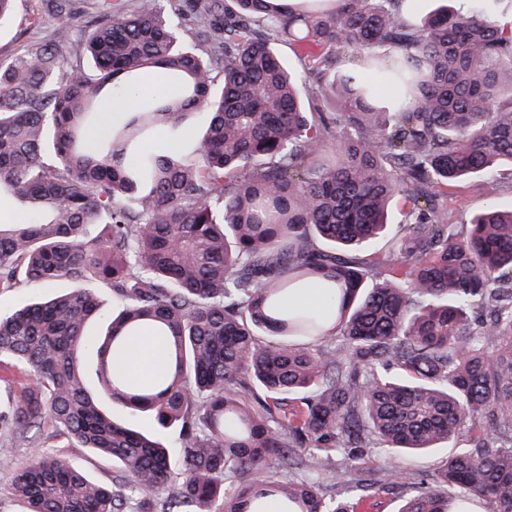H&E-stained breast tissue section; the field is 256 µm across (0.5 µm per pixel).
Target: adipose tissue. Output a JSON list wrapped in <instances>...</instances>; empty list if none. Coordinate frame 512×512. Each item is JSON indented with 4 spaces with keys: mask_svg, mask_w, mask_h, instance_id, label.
<instances>
[{
    "mask_svg": "<svg viewBox=\"0 0 512 512\" xmlns=\"http://www.w3.org/2000/svg\"><path fill=\"white\" fill-rule=\"evenodd\" d=\"M123 345L128 352L118 367L133 384L148 385L163 374L168 365L166 338L148 329L126 334Z\"/></svg>",
    "mask_w": 512,
    "mask_h": 512,
    "instance_id": "1",
    "label": "adipose tissue"
}]
</instances>
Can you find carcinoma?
<instances>
[{
  "label": "carcinoma",
  "instance_id": "1",
  "mask_svg": "<svg viewBox=\"0 0 512 512\" xmlns=\"http://www.w3.org/2000/svg\"><path fill=\"white\" fill-rule=\"evenodd\" d=\"M48 2L75 25L74 0ZM159 2L109 6L72 56L40 47L0 67V198L18 212L0 218V292L74 284L0 311V362L30 375L0 406V437L31 448L22 464L0 457L21 512H258L264 496L354 512L325 494L336 465L443 443L457 450L435 474L390 475L408 491L400 512L476 498L512 512V209L456 227L441 201L450 181L512 182V17L497 19L500 0L422 15L404 0ZM152 67L179 95L126 108ZM106 104L127 118L102 148L89 132ZM198 109L200 137L182 123ZM162 132L175 149L143 146ZM396 201L404 232L364 252ZM86 280L115 303L99 339ZM305 286L327 290L325 309L283 304ZM145 326L169 337L170 364L128 385L118 339ZM252 387L260 412L239 397ZM107 399L158 429L114 418ZM48 422L112 458V480L44 453ZM272 460L303 474L273 481ZM274 47L278 55L287 62L288 66L298 75L305 76L306 68L304 61L300 57L296 46L288 39H279L274 42Z\"/></svg>",
  "mask_w": 512,
  "mask_h": 512
}]
</instances>
